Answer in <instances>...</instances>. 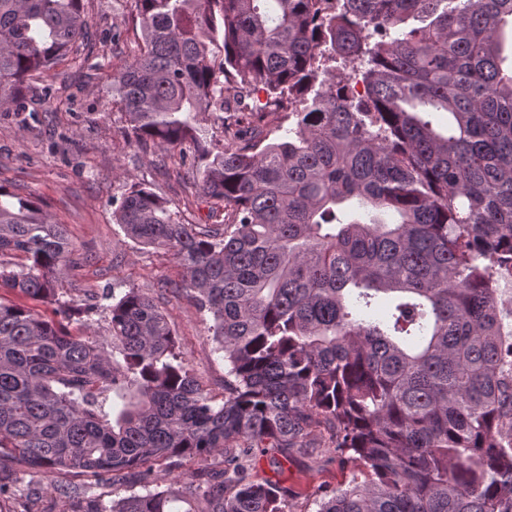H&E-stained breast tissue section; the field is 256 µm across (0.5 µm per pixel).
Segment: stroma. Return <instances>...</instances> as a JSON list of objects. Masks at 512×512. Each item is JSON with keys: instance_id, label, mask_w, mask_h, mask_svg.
Wrapping results in <instances>:
<instances>
[{"instance_id": "35a3bbf8", "label": "stroma", "mask_w": 512, "mask_h": 512, "mask_svg": "<svg viewBox=\"0 0 512 512\" xmlns=\"http://www.w3.org/2000/svg\"><path fill=\"white\" fill-rule=\"evenodd\" d=\"M131 4L84 0L89 39L78 57L30 77L21 109L0 110V185L39 199L66 226L79 258L66 282L69 297L142 289L167 315L185 367L219 395L224 361L209 338L211 319L188 297L170 293L169 282L181 278L172 256L128 239L113 217L117 200L135 182L146 183L191 223H206L208 213L189 195L188 174L161 163L159 150L127 138L126 116L112 99L113 51L138 52L139 33L127 23ZM320 456V449L307 448L282 468L261 466L256 476L293 490L292 512H315L319 487L349 474L337 462L321 466Z\"/></svg>"}]
</instances>
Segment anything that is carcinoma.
I'll return each instance as SVG.
<instances>
[{
  "mask_svg": "<svg viewBox=\"0 0 512 512\" xmlns=\"http://www.w3.org/2000/svg\"><path fill=\"white\" fill-rule=\"evenodd\" d=\"M132 2L141 44L112 96L224 220L187 223L144 183L114 219L183 268L172 289L213 319L224 394L136 288L102 294L112 353L72 333L94 309L60 301L75 246L0 185V292L61 316L0 300V499L21 472H67L85 479L69 512H171L183 491L202 512H287L291 490L252 471L316 444L351 473L316 512H512V0ZM85 31L83 0H0V104ZM245 95L247 127L214 151L200 115L226 129ZM353 200L400 221L346 223ZM188 464L194 482L154 487ZM116 478L145 493L105 501Z\"/></svg>",
  "mask_w": 512,
  "mask_h": 512,
  "instance_id": "carcinoma-1",
  "label": "carcinoma"
}]
</instances>
